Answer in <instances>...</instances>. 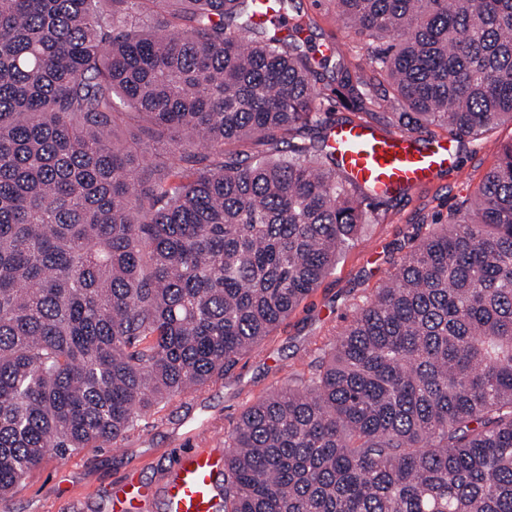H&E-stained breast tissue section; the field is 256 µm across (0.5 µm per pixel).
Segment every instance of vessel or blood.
Here are the masks:
<instances>
[{
	"label": "vessel or blood",
	"instance_id": "1",
	"mask_svg": "<svg viewBox=\"0 0 512 512\" xmlns=\"http://www.w3.org/2000/svg\"><path fill=\"white\" fill-rule=\"evenodd\" d=\"M329 144L342 174L373 199L431 185L457 162L458 147L451 140L422 144L412 135L388 134L360 122L336 127ZM222 471L214 449L195 448L181 455L161 485L128 479L108 492V502L112 512H127V503L159 496L167 512H214L224 483Z\"/></svg>",
	"mask_w": 512,
	"mask_h": 512
}]
</instances>
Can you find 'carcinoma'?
<instances>
[{
	"label": "carcinoma",
	"instance_id": "cac0c4a2",
	"mask_svg": "<svg viewBox=\"0 0 512 512\" xmlns=\"http://www.w3.org/2000/svg\"><path fill=\"white\" fill-rule=\"evenodd\" d=\"M256 0H0V497L260 347L365 223L313 58ZM406 134L512 123V0H336ZM359 112L378 101L341 73ZM316 136L309 137L310 132ZM145 138H140V135ZM307 377L223 512H512V144Z\"/></svg>",
	"mask_w": 512,
	"mask_h": 512
}]
</instances>
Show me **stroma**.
<instances>
[{
    "label": "stroma",
    "instance_id": "1",
    "mask_svg": "<svg viewBox=\"0 0 512 512\" xmlns=\"http://www.w3.org/2000/svg\"><path fill=\"white\" fill-rule=\"evenodd\" d=\"M287 16L302 15L300 43L310 48L335 44L344 53L352 83L377 81L376 42L357 35L336 12V0H290ZM316 86L329 123L362 117L336 95L334 65L319 69ZM512 143V124L496 125L486 137L458 146L454 171L435 184L400 197L367 200L368 222L343 252L336 267L269 336L222 379L176 397L161 411L143 415L128 436L114 445L84 448L61 458L49 455L5 500L0 512H109V488L128 477L155 484L190 448H220L241 413L292 375H309L325 336L350 318L363 295L382 286L397 263L435 225L470 206L499 147Z\"/></svg>",
    "mask_w": 512,
    "mask_h": 512
}]
</instances>
